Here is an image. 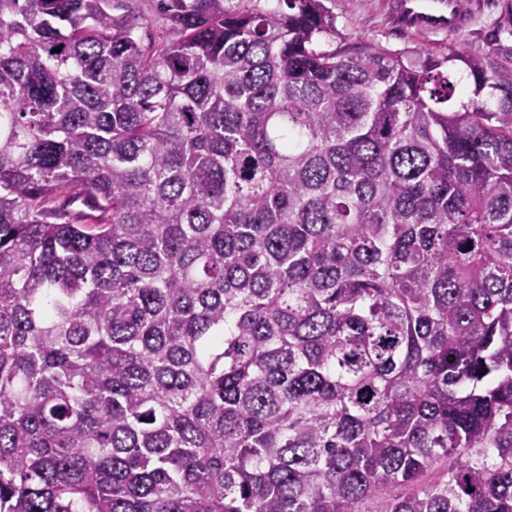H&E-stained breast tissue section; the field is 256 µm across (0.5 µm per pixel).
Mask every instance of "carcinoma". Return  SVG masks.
Listing matches in <instances>:
<instances>
[{
  "instance_id": "obj_1",
  "label": "carcinoma",
  "mask_w": 512,
  "mask_h": 512,
  "mask_svg": "<svg viewBox=\"0 0 512 512\" xmlns=\"http://www.w3.org/2000/svg\"><path fill=\"white\" fill-rule=\"evenodd\" d=\"M281 2L0 0V512H512V47Z\"/></svg>"
}]
</instances>
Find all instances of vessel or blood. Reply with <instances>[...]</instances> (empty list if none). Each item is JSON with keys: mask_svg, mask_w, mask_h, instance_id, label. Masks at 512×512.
Listing matches in <instances>:
<instances>
[{"mask_svg": "<svg viewBox=\"0 0 512 512\" xmlns=\"http://www.w3.org/2000/svg\"><path fill=\"white\" fill-rule=\"evenodd\" d=\"M393 15L403 27L431 32L459 31L471 21L462 0H395Z\"/></svg>", "mask_w": 512, "mask_h": 512, "instance_id": "1", "label": "vessel or blood"}]
</instances>
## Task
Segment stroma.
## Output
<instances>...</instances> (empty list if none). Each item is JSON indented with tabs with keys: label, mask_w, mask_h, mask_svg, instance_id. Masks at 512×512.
Masks as SVG:
<instances>
[{
	"label": "stroma",
	"mask_w": 512,
	"mask_h": 512,
	"mask_svg": "<svg viewBox=\"0 0 512 512\" xmlns=\"http://www.w3.org/2000/svg\"><path fill=\"white\" fill-rule=\"evenodd\" d=\"M472 21L466 31L417 33L396 23L390 0H321L333 28L322 46L348 49L351 54L388 51L423 65L446 57L449 49L478 53L487 50L492 37L512 46V35L497 25L502 0H470Z\"/></svg>",
	"instance_id": "stroma-1"
}]
</instances>
